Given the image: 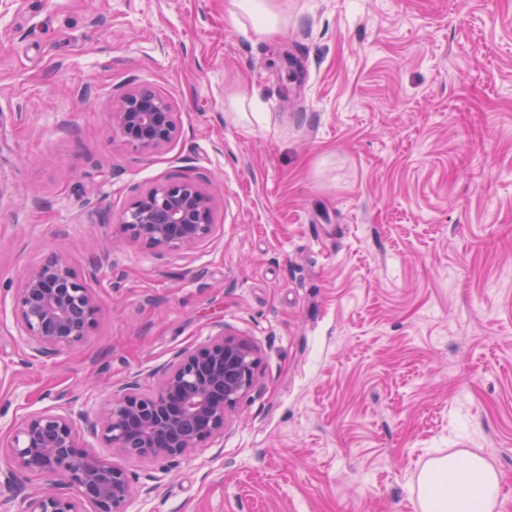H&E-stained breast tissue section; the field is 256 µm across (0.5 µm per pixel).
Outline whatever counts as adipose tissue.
Returning a JSON list of instances; mask_svg holds the SVG:
<instances>
[{
	"label": "adipose tissue",
	"mask_w": 512,
	"mask_h": 512,
	"mask_svg": "<svg viewBox=\"0 0 512 512\" xmlns=\"http://www.w3.org/2000/svg\"><path fill=\"white\" fill-rule=\"evenodd\" d=\"M232 17L235 23L248 27L260 36L272 35L279 16L269 0H234ZM471 481L475 491L466 497H451L448 481ZM499 499V476L496 470L477 452L429 460L418 479L420 512H496Z\"/></svg>",
	"instance_id": "adipose-tissue-1"
}]
</instances>
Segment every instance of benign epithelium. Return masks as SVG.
<instances>
[{"instance_id": "7a95c632", "label": "benign epithelium", "mask_w": 512, "mask_h": 512, "mask_svg": "<svg viewBox=\"0 0 512 512\" xmlns=\"http://www.w3.org/2000/svg\"><path fill=\"white\" fill-rule=\"evenodd\" d=\"M109 119L112 132L143 153L161 151L180 135L171 100L148 88L122 93ZM118 226L161 258L213 234V200L200 179L165 181L138 193ZM108 266L110 252L103 250L82 273L57 255L25 273L14 288L12 315L33 356L48 361L78 348L99 311L90 281ZM259 368L254 345L220 329L177 353L158 371L150 394L133 375L94 414L89 400L63 395L53 408L25 414L11 440L0 441V458L46 487L31 493L19 512H128L134 487L112 456L166 464L191 456L224 436L228 417L256 388ZM88 437L110 453L92 450Z\"/></svg>"}]
</instances>
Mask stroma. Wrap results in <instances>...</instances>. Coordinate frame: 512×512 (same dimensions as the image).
<instances>
[{
	"label": "stroma",
	"instance_id": "1",
	"mask_svg": "<svg viewBox=\"0 0 512 512\" xmlns=\"http://www.w3.org/2000/svg\"><path fill=\"white\" fill-rule=\"evenodd\" d=\"M274 2L260 38L230 0H0V439L60 393L153 390L220 324L258 388L193 456L122 460L130 512H418L462 449L512 512V0ZM144 86L181 129L158 153L107 119ZM204 174L213 236L113 245L78 352L27 360L20 276L85 270L140 191Z\"/></svg>",
	"mask_w": 512,
	"mask_h": 512
}]
</instances>
